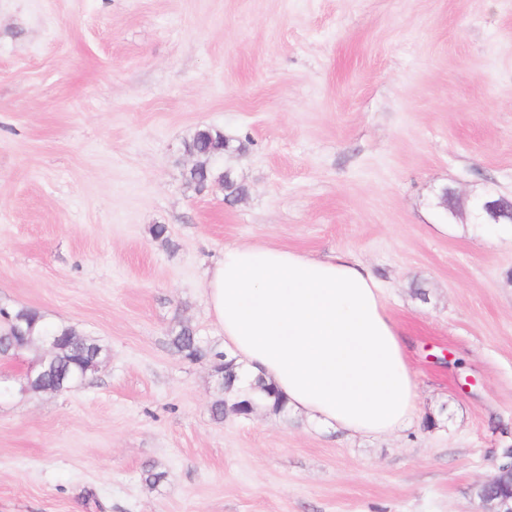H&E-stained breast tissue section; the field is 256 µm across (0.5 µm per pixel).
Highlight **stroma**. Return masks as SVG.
I'll use <instances>...</instances> for the list:
<instances>
[{"mask_svg": "<svg viewBox=\"0 0 512 512\" xmlns=\"http://www.w3.org/2000/svg\"><path fill=\"white\" fill-rule=\"evenodd\" d=\"M203 126L241 143L242 199L189 183ZM485 194L512 199V0H0V307L108 351L0 398V512H478L512 448V224L471 223ZM238 244L385 283L407 428L213 419V360L169 336L223 351L205 271Z\"/></svg>", "mask_w": 512, "mask_h": 512, "instance_id": "35a3bbf8", "label": "stroma"}]
</instances>
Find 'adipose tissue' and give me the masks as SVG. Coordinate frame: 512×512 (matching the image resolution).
<instances>
[{
    "instance_id": "ef3b65f1",
    "label": "adipose tissue",
    "mask_w": 512,
    "mask_h": 512,
    "mask_svg": "<svg viewBox=\"0 0 512 512\" xmlns=\"http://www.w3.org/2000/svg\"><path fill=\"white\" fill-rule=\"evenodd\" d=\"M205 289L242 385L263 378L288 411L350 434L387 436L411 422L404 344L383 284L360 261L228 246Z\"/></svg>"
}]
</instances>
